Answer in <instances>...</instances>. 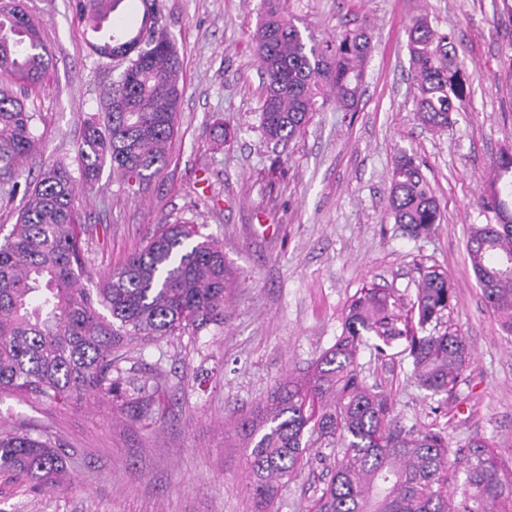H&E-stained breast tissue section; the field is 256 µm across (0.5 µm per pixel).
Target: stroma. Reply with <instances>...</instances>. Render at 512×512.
I'll return each mask as SVG.
<instances>
[{
  "mask_svg": "<svg viewBox=\"0 0 512 512\" xmlns=\"http://www.w3.org/2000/svg\"><path fill=\"white\" fill-rule=\"evenodd\" d=\"M23 3L52 55L27 100L43 147L24 167L33 176L54 162L74 171L83 118L114 73L91 53L70 0ZM259 3L162 0L161 24L185 86L167 165L134 189L103 168L100 192L78 199L95 279L141 249L163 220L191 222L219 241L238 283L223 327L151 342L122 361L127 377L157 385L150 404L133 392L59 404L0 397V433L49 436L72 476L36 491L0 471V512H251L234 420L334 343L358 289H387L406 315L430 267L447 271L449 320L472 351L455 397L413 383L399 341L379 360L364 349V373L391 392L406 425L446 428L453 451L478 434L512 460V337L488 310L466 251L469 226L492 218L478 203L490 161L512 146V96L500 91L512 18L500 14L499 0H280L305 40L362 27L371 51L353 111L321 101L301 137L275 145L258 110ZM419 16L454 31L468 88L438 131L414 112L406 28ZM404 153L421 164L443 213L419 238L387 212L392 169ZM329 454L322 449L280 488L274 512H308Z\"/></svg>",
  "mask_w": 512,
  "mask_h": 512,
  "instance_id": "1",
  "label": "stroma"
}]
</instances>
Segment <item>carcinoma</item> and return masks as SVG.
<instances>
[{"instance_id": "1", "label": "carcinoma", "mask_w": 512, "mask_h": 512, "mask_svg": "<svg viewBox=\"0 0 512 512\" xmlns=\"http://www.w3.org/2000/svg\"><path fill=\"white\" fill-rule=\"evenodd\" d=\"M136 28L110 24L123 0H72L75 18L90 33L100 59L127 64L105 92L101 109L84 120L77 148L80 179L96 189L100 171L127 182L156 176L167 161L183 86L181 62L170 36L158 27L159 0H139ZM255 34L264 75L261 127L267 140L302 135L317 97L333 96L350 112L370 52L361 28L311 45L274 6ZM416 114L431 129L448 126L465 98L453 37L427 18L406 29ZM51 66L34 20L18 0L0 3V174L17 190L23 162L37 151L36 113L26 104ZM482 208L495 223L473 224L470 266L487 307L512 336V153L493 160ZM76 179L63 163L25 180L24 205L0 241V394L48 401L121 392V352L168 336L224 324L233 290L223 247L196 239L186 222L160 224L141 250L87 288L86 252L78 224ZM388 212L409 235H427L441 223L440 203L421 166L402 154L391 174ZM453 297L448 273H423L404 319L383 288H362L346 306L340 334L298 374L278 383L266 400L234 423L244 441L247 488L255 512H273L279 488L310 459L315 443L335 449L310 512H512V463L498 457L484 436L457 455L463 481L448 489V435L408 427L389 391L363 376L359 354L373 336L374 356L405 340L411 379L435 395L451 397L470 361L458 330H437ZM0 470L53 487L66 471L59 449L29 434L0 435Z\"/></svg>"}]
</instances>
